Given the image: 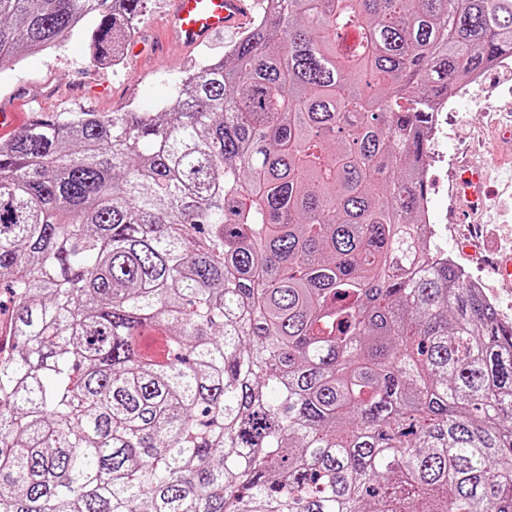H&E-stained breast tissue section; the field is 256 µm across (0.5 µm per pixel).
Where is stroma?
Returning a JSON list of instances; mask_svg holds the SVG:
<instances>
[{
	"instance_id": "obj_1",
	"label": "stroma",
	"mask_w": 512,
	"mask_h": 512,
	"mask_svg": "<svg viewBox=\"0 0 512 512\" xmlns=\"http://www.w3.org/2000/svg\"><path fill=\"white\" fill-rule=\"evenodd\" d=\"M240 36L217 35L204 46L168 44L160 56L123 57L119 66L95 64L86 33H76L52 50L22 54L19 63L0 70V111L33 112L40 117L78 112H157L175 94L186 73L201 59H219ZM477 96L462 99L448 115V140L441 146L448 162L428 168L425 179L431 223H447L440 245L468 276L478 282L501 318L512 323V283L494 271L492 261L512 252V189L493 169L492 148L499 128L512 125V70L491 69ZM489 168L490 191L478 224L477 253L462 252L459 242L468 225L448 224L445 192L461 162Z\"/></svg>"
}]
</instances>
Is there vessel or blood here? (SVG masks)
<instances>
[{
  "instance_id": "1",
  "label": "vessel or blood",
  "mask_w": 512,
  "mask_h": 512,
  "mask_svg": "<svg viewBox=\"0 0 512 512\" xmlns=\"http://www.w3.org/2000/svg\"><path fill=\"white\" fill-rule=\"evenodd\" d=\"M256 0H167L165 37L193 47L213 36L246 24ZM481 170L462 168L456 179L455 195L460 202L458 223H467L476 214L483 194Z\"/></svg>"
}]
</instances>
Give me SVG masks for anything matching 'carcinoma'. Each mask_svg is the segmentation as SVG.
Here are the masks:
<instances>
[{"mask_svg": "<svg viewBox=\"0 0 512 512\" xmlns=\"http://www.w3.org/2000/svg\"><path fill=\"white\" fill-rule=\"evenodd\" d=\"M142 0H0V68ZM512 0H267L159 112L0 146V512H512V324L426 236Z\"/></svg>", "mask_w": 512, "mask_h": 512, "instance_id": "1", "label": "carcinoma"}]
</instances>
